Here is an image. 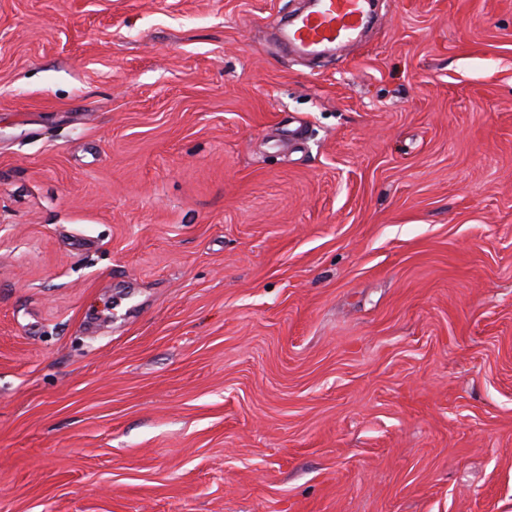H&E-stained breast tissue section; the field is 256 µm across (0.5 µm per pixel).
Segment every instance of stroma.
Listing matches in <instances>:
<instances>
[{"label": "stroma", "instance_id": "1", "mask_svg": "<svg viewBox=\"0 0 512 512\" xmlns=\"http://www.w3.org/2000/svg\"><path fill=\"white\" fill-rule=\"evenodd\" d=\"M0 0V512H512V0ZM369 0H309L284 31L290 47L302 52L346 47L354 42L368 19Z\"/></svg>", "mask_w": 512, "mask_h": 512}]
</instances>
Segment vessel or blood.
<instances>
[{
	"label": "vessel or blood",
	"mask_w": 512,
	"mask_h": 512,
	"mask_svg": "<svg viewBox=\"0 0 512 512\" xmlns=\"http://www.w3.org/2000/svg\"><path fill=\"white\" fill-rule=\"evenodd\" d=\"M369 0H309L284 31L287 44L302 52L346 47L368 19Z\"/></svg>",
	"instance_id": "obj_1"
}]
</instances>
